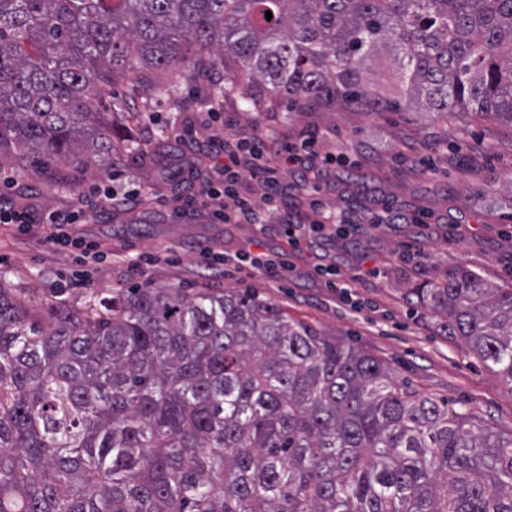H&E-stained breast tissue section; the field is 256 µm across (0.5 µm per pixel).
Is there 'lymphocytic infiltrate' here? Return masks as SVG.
I'll return each mask as SVG.
<instances>
[{
	"label": "lymphocytic infiltrate",
	"mask_w": 512,
	"mask_h": 512,
	"mask_svg": "<svg viewBox=\"0 0 512 512\" xmlns=\"http://www.w3.org/2000/svg\"><path fill=\"white\" fill-rule=\"evenodd\" d=\"M318 137L310 135L299 141L288 139L266 140L260 137L244 138L235 142L224 144V165L220 171L222 176L220 184L206 182L189 198L188 204L192 207H213V203L220 198L230 199L231 213L236 222L242 224L263 223L260 207L253 198L239 193L237 186L242 175H249L261 190L263 205L280 214V223L288 244L292 249H299L308 232L323 231L327 227L345 234L358 232L362 223L354 218L335 219L334 216H325L324 220L304 222L300 217L299 208L307 201L313 200L322 191L320 184L300 179L292 184H283L281 180L282 169H302L310 167L316 158H323L325 163H336L335 155L319 156L317 151ZM226 211L215 209V217H223ZM43 223L52 227L47 241L54 247L76 254L78 260H85L97 253L95 243L72 236L66 227L70 224H80L84 221V214L74 210L68 213L55 211L47 212L42 217ZM202 258L207 265L222 264L232 266L234 269H249L267 275L272 279H279L286 271L287 265L283 261L271 258L264 254L244 255L233 259L222 256L211 249L203 250Z\"/></svg>",
	"instance_id": "f902f5d3"
}]
</instances>
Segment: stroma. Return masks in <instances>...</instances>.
Wrapping results in <instances>:
<instances>
[{"instance_id":"1","label":"stroma","mask_w":512,"mask_h":512,"mask_svg":"<svg viewBox=\"0 0 512 512\" xmlns=\"http://www.w3.org/2000/svg\"><path fill=\"white\" fill-rule=\"evenodd\" d=\"M223 69L155 74L153 87L138 75L94 99L118 103L115 127L133 139L110 168L100 162L70 169L66 187L45 184L36 169L19 178L0 156V204L34 214L82 210L87 221L74 232L94 241L101 260L86 266L47 242L49 228L0 223V281L34 304H80L119 291L152 288H222L253 291L283 305L323 334L353 342L390 367L414 389L464 405L502 436L512 435V392L459 340L437 335L402 291L443 277L449 262L481 270L491 283L512 288V127L465 112L436 114L418 108L364 112L307 105L262 92L256 103L236 96L213 100ZM319 133L321 153L349 159V177L308 170L322 185L318 209L308 219L335 213L364 219L349 237L291 249L280 224H225L209 210H184L189 185L215 176L224 157L221 140L251 136L300 138ZM137 192L138 204L116 208L104 219L106 194ZM388 212L431 216L422 230L412 224H370ZM227 256L265 251L283 257L293 271L281 283L248 272L208 269L202 248ZM155 258L133 266L138 254ZM356 276L364 302L354 313L337 304L315 263Z\"/></svg>"}]
</instances>
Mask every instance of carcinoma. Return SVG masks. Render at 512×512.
<instances>
[{
    "label": "carcinoma",
    "instance_id": "cac0c4a2",
    "mask_svg": "<svg viewBox=\"0 0 512 512\" xmlns=\"http://www.w3.org/2000/svg\"><path fill=\"white\" fill-rule=\"evenodd\" d=\"M207 64L219 98L512 126V0H0V153L65 186L51 161L112 159L90 96ZM404 301L512 392V288L455 262ZM0 512H512V436L254 294L0 284Z\"/></svg>",
    "mask_w": 512,
    "mask_h": 512
}]
</instances>
